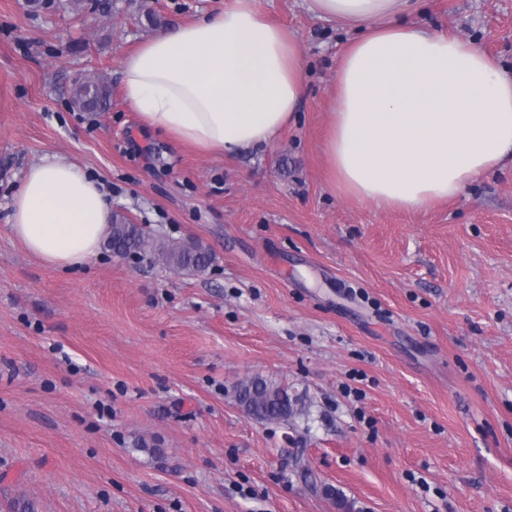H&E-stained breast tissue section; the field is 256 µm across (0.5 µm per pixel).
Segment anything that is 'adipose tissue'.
Masks as SVG:
<instances>
[{
    "label": "adipose tissue",
    "mask_w": 512,
    "mask_h": 512,
    "mask_svg": "<svg viewBox=\"0 0 512 512\" xmlns=\"http://www.w3.org/2000/svg\"><path fill=\"white\" fill-rule=\"evenodd\" d=\"M357 30L336 67L325 140L331 187L378 210L461 196L512 158V70L474 41L405 21L416 0H307ZM121 86L142 122L226 157L270 146L306 96L300 50L258 0H226L125 55ZM107 186L57 154L23 175L10 229L43 264L89 262L109 234Z\"/></svg>",
    "instance_id": "obj_1"
}]
</instances>
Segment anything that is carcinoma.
Returning a JSON list of instances; mask_svg holds the SVG:
<instances>
[{
	"instance_id": "obj_1",
	"label": "carcinoma",
	"mask_w": 512,
	"mask_h": 512,
	"mask_svg": "<svg viewBox=\"0 0 512 512\" xmlns=\"http://www.w3.org/2000/svg\"><path fill=\"white\" fill-rule=\"evenodd\" d=\"M106 247L119 256L147 249L157 260L176 272L201 273L212 262V255L196 242L176 245L151 242L137 225L129 223L119 214L113 215ZM236 398L245 412L259 421L286 420L294 414L288 389L271 379L258 376L244 380L236 388Z\"/></svg>"
}]
</instances>
